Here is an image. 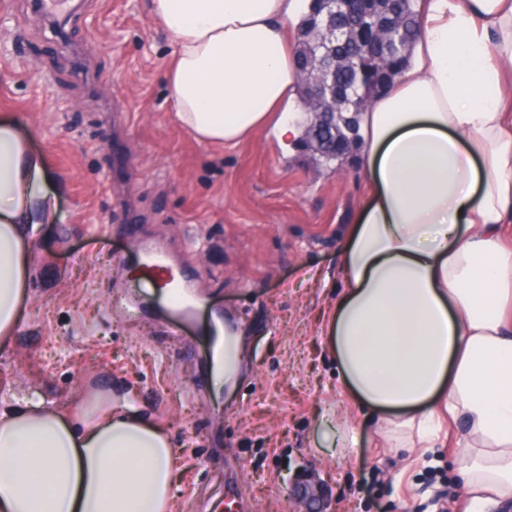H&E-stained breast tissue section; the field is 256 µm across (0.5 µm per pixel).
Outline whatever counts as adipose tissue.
<instances>
[{"instance_id": "obj_1", "label": "adipose tissue", "mask_w": 512, "mask_h": 512, "mask_svg": "<svg viewBox=\"0 0 512 512\" xmlns=\"http://www.w3.org/2000/svg\"><path fill=\"white\" fill-rule=\"evenodd\" d=\"M414 60L362 115L367 193L341 241L327 343L346 396L395 448L462 423L473 512L512 499V0H422ZM175 41L179 124L236 146L298 132L296 0H150ZM46 158L0 115V338L30 277L29 226L52 223ZM165 430L99 394L73 417L0 399V512H171Z\"/></svg>"}]
</instances>
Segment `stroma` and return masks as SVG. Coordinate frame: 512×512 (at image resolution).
Returning a JSON list of instances; mask_svg holds the SVG:
<instances>
[{"label":"stroma","instance_id":"35a3bbf8","mask_svg":"<svg viewBox=\"0 0 512 512\" xmlns=\"http://www.w3.org/2000/svg\"><path fill=\"white\" fill-rule=\"evenodd\" d=\"M0 10V114L16 118L53 178L55 220L38 225L17 329L0 344V396L41 395L77 412L128 396L161 425L179 463L173 512H469L461 427L400 451L362 428L353 456L329 417L360 424L324 336L345 283L337 248L361 204L358 154L325 166L305 135L235 148L197 141L173 118V37L147 0H80L59 34L36 0ZM164 251L197 320L173 328L140 263ZM247 365L233 392L214 369L225 329Z\"/></svg>","mask_w":512,"mask_h":512}]
</instances>
